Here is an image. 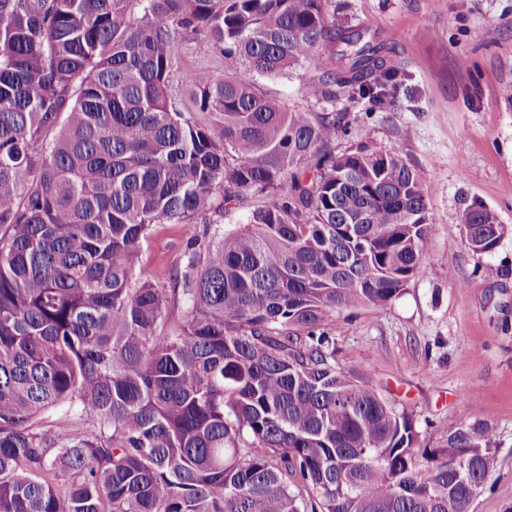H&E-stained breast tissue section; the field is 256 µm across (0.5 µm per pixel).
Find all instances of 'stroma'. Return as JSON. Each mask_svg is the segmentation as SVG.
<instances>
[{
    "label": "stroma",
    "mask_w": 512,
    "mask_h": 512,
    "mask_svg": "<svg viewBox=\"0 0 512 512\" xmlns=\"http://www.w3.org/2000/svg\"><path fill=\"white\" fill-rule=\"evenodd\" d=\"M342 21L378 34L402 69L382 105L338 98L336 111L371 143L392 147L431 188L434 218L417 276L385 310L364 308L333 331L344 370L412 414L423 444L487 417L498 459L471 512H512V0H349ZM314 74L263 80L290 108L308 104ZM478 202L508 232L490 255L467 246L458 213ZM192 227L164 224L144 244L140 266L168 271Z\"/></svg>",
    "instance_id": "35a3bbf8"
}]
</instances>
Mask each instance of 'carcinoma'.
Listing matches in <instances>:
<instances>
[{"mask_svg": "<svg viewBox=\"0 0 512 512\" xmlns=\"http://www.w3.org/2000/svg\"><path fill=\"white\" fill-rule=\"evenodd\" d=\"M330 6L0 0V512H470L487 420L420 447L332 336L426 268L429 187L258 81L313 64L307 99L382 103L400 67ZM458 220L477 255L507 231ZM162 224L202 228L148 275ZM180 60L182 69H193L196 67H208L220 74L224 66L216 58L204 40H192L184 42L180 46Z\"/></svg>", "mask_w": 512, "mask_h": 512, "instance_id": "1", "label": "carcinoma"}]
</instances>
